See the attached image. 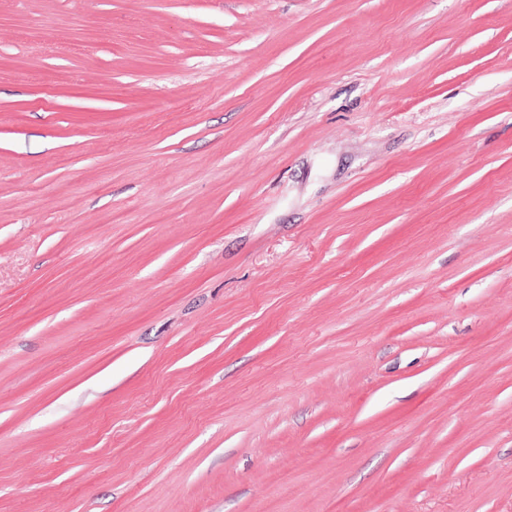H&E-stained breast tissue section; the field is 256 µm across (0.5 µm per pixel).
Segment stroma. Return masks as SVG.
<instances>
[{
    "mask_svg": "<svg viewBox=\"0 0 512 512\" xmlns=\"http://www.w3.org/2000/svg\"><path fill=\"white\" fill-rule=\"evenodd\" d=\"M0 512H512V0H0Z\"/></svg>",
    "mask_w": 512,
    "mask_h": 512,
    "instance_id": "obj_1",
    "label": "stroma"
}]
</instances>
